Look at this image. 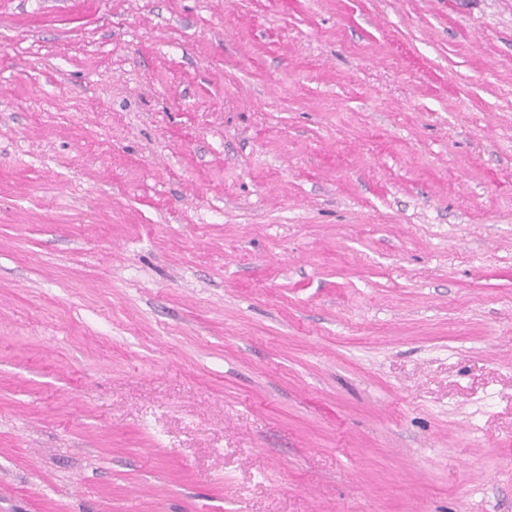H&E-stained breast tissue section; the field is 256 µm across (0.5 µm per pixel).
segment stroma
Returning <instances> with one entry per match:
<instances>
[{"label": "stroma", "instance_id": "1", "mask_svg": "<svg viewBox=\"0 0 512 512\" xmlns=\"http://www.w3.org/2000/svg\"><path fill=\"white\" fill-rule=\"evenodd\" d=\"M0 512H512V0H0Z\"/></svg>", "mask_w": 512, "mask_h": 512}]
</instances>
